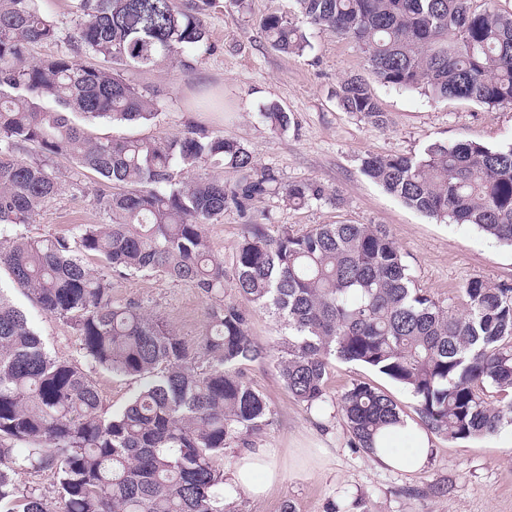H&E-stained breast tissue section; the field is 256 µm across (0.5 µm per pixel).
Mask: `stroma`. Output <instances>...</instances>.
<instances>
[{"label": "stroma", "instance_id": "stroma-1", "mask_svg": "<svg viewBox=\"0 0 512 512\" xmlns=\"http://www.w3.org/2000/svg\"><path fill=\"white\" fill-rule=\"evenodd\" d=\"M74 0H39L41 12L57 22L60 41L32 47L31 59L55 55L73 27ZM295 11L294 0H209L203 17L214 49L196 58L192 70L167 64L150 72L131 70L127 80L155 92L157 119L145 124L100 122L93 132L110 140L148 137L164 140L188 127L240 141L254 159L273 168L282 181L314 179L338 192L339 205L314 203L294 209L277 195L253 205L255 216H269L267 230L302 229L316 224H383L390 231L419 287L443 306L460 309L461 289L472 279L512 286V248L466 224H443L402 204L360 171L369 154H413L433 141L469 140L496 147L512 140V106L489 108L471 101L433 100L415 91L377 82L359 44L352 38L313 28L312 48L302 56L274 50L259 22L271 12ZM361 76L387 117L379 128L343 111L337 102L340 82ZM282 106L291 117L287 131L275 132L261 112ZM61 175L58 194L44 207L28 232L61 235L78 224H102L96 204L111 185L94 174H76L70 160L55 159ZM235 209L225 210L207 233L217 258L232 269L244 231ZM0 291L22 309L59 359L82 363L79 340L62 320L45 315L37 304L0 271ZM114 299L134 302L167 322L188 343H195L209 302L197 289L155 274L121 281ZM105 409L122 407L140 381L88 368ZM242 373L268 401L272 414L251 445L272 448L280 480L260 500L233 494L235 512H327L330 503L352 502L351 512H512V429L482 439L451 442L433 436L424 468L404 473L385 468L370 454L349 444L350 434L336 402L355 381L372 383L390 394L413 426L421 421L408 390L353 363L333 362L322 407L307 408L288 394L270 362H249Z\"/></svg>", "mask_w": 512, "mask_h": 512}]
</instances>
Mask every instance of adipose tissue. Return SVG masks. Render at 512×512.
I'll return each mask as SVG.
<instances>
[{
	"label": "adipose tissue",
	"instance_id": "obj_1",
	"mask_svg": "<svg viewBox=\"0 0 512 512\" xmlns=\"http://www.w3.org/2000/svg\"><path fill=\"white\" fill-rule=\"evenodd\" d=\"M407 435L413 439L408 447L402 444ZM431 450L427 433L404 425L384 429L376 437L374 456L385 466L416 472L424 467ZM273 457L274 452L269 448L243 449L228 472L229 488L244 490L253 497L266 494L279 478Z\"/></svg>",
	"mask_w": 512,
	"mask_h": 512
}]
</instances>
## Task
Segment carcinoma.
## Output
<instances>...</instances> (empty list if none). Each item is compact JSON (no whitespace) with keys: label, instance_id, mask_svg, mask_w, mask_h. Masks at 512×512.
<instances>
[{"label":"carcinoma","instance_id":"cac0c4a2","mask_svg":"<svg viewBox=\"0 0 512 512\" xmlns=\"http://www.w3.org/2000/svg\"><path fill=\"white\" fill-rule=\"evenodd\" d=\"M297 18L269 14L271 46L301 56L306 28L353 38L385 86L434 99L512 106V11L496 0H294ZM67 47L39 61L31 46L57 40L38 0H0V268L41 311L68 323L83 358L144 382L106 412L78 365L54 356L26 313L0 293V505L52 512L26 475H46L60 512H226L224 450L262 429L271 409L240 365L270 351L250 333L252 312L288 328L276 368L292 397L325 402L330 362L369 368L406 388L424 425L449 441L493 436L512 425V398L493 405L487 387L512 393V287L481 279L465 304L444 307L416 286L382 224L284 227L270 236L251 204L269 194L290 207L339 200L317 180L284 183L245 145L190 127L172 139L114 141L102 120L145 123L156 99L123 77L166 63L193 68L212 51L194 0H76ZM102 58L100 69L78 56ZM341 108L386 125L362 78L344 79ZM275 132L291 118L268 105ZM38 148L40 159L19 154ZM66 156L112 185L97 198L107 224L69 236L30 237L59 191L50 165ZM234 169L232 184L194 175L204 164ZM362 173L407 207L439 222L469 224L512 247V142L490 148L435 141L414 155H368ZM234 207L245 219L234 275L240 301L224 300V262L207 226ZM102 262L93 272L84 261ZM162 273L214 302L195 346L140 306L113 299L128 277ZM351 443L371 454L380 429L405 423L385 391L354 382L338 399Z\"/></svg>","mask_w":512,"mask_h":512}]
</instances>
